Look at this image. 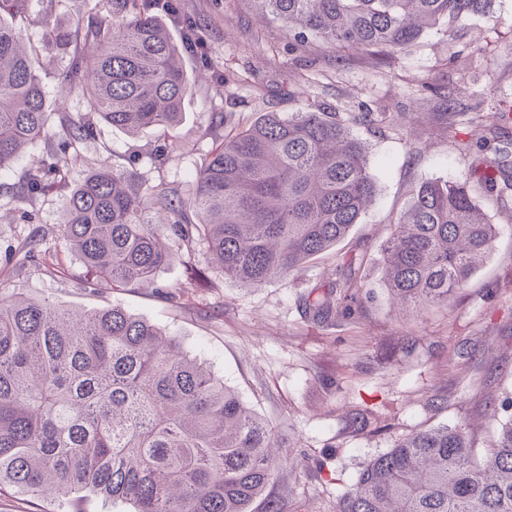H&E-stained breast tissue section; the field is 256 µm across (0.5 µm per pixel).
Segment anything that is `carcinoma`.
Returning <instances> with one entry per match:
<instances>
[{
    "label": "carcinoma",
    "instance_id": "carcinoma-1",
    "mask_svg": "<svg viewBox=\"0 0 512 512\" xmlns=\"http://www.w3.org/2000/svg\"><path fill=\"white\" fill-rule=\"evenodd\" d=\"M30 0H0V172L42 143L46 156L16 192L35 202L69 189L58 232L82 268L84 289L160 290L157 273L198 240L225 276L251 288L282 279L343 242L377 185L366 145L334 112H265L246 125L214 113L206 134L222 145L196 169L195 191L158 190L131 167L106 165L68 187V165L99 124L130 134L178 122L189 84L182 45L159 16L162 0H107L75 23L43 17L40 46L26 47L17 19ZM295 32L390 60L444 21L487 12L490 0H248ZM65 54L57 79L81 103L48 123L41 56ZM480 142L512 124V106ZM489 191L512 190V152L465 153ZM497 235L461 184L424 180L395 216L379 252L384 289L405 309L448 302L485 261ZM32 229L20 264L51 277L69 270ZM187 285L205 271L188 266ZM371 296L350 274L302 298L326 326ZM512 398L480 457L460 427L412 432L373 458L336 512H512ZM278 436L224 379L177 337L114 305L74 310L28 297L0 275V491L53 494L76 505L100 498L129 512H282L264 496L282 477Z\"/></svg>",
    "mask_w": 512,
    "mask_h": 512
}]
</instances>
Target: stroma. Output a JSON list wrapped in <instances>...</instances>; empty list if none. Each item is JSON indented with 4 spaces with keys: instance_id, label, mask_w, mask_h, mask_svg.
I'll return each mask as SVG.
<instances>
[{
    "instance_id": "35a3bbf8",
    "label": "stroma",
    "mask_w": 512,
    "mask_h": 512,
    "mask_svg": "<svg viewBox=\"0 0 512 512\" xmlns=\"http://www.w3.org/2000/svg\"><path fill=\"white\" fill-rule=\"evenodd\" d=\"M97 2L33 0L25 35L39 43L37 16L84 20L95 14ZM178 3L203 19L209 47L206 59L185 61L191 92L179 123L164 134L101 126L99 137L70 161V183L106 164L131 165L149 184L186 192L214 147L205 134L214 113L241 123L322 104L352 123L354 135L367 144L378 181L373 204L336 249L261 288L212 270L208 248L199 242L188 258L159 273V291L92 294L79 288L80 265L61 237L50 246L69 278L14 268L12 254L32 226L56 227L63 211V194L32 205L14 191L44 152L36 144L0 175V271L9 270L14 287L27 295L72 309L117 304L175 335L285 439L280 454L291 463L283 471L286 482L267 490L281 498L284 512H336L364 465L413 430L463 425L475 447L490 448L485 404L512 396V192L488 193L461 151L479 137L469 114L489 117L512 105V0H491L485 16L441 23L389 65L313 39L294 49L292 33L246 0ZM216 70L225 73L224 85L211 81ZM457 96L468 111L448 114V101ZM364 112H383L388 119L363 122ZM164 135L183 145L180 155H158ZM424 178L464 184L499 234L479 271L447 306L404 314L380 287L375 261L394 215ZM26 210L33 221L22 220ZM354 255L365 258L361 274L374 296L353 321L323 328L306 318L300 299L328 273L346 272ZM189 263L209 271L214 287L188 303L172 302L169 295L184 281ZM359 411L366 419L361 429L349 422Z\"/></svg>"
}]
</instances>
